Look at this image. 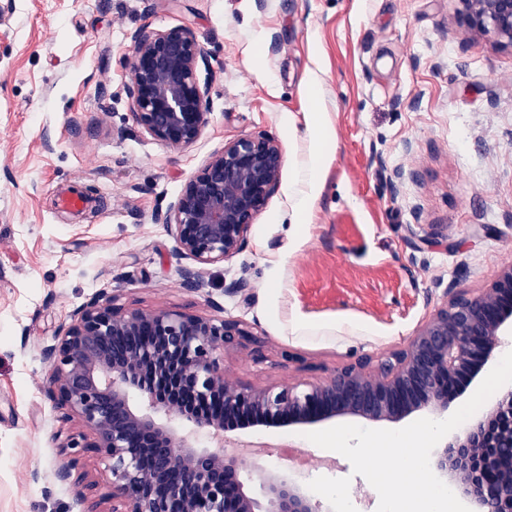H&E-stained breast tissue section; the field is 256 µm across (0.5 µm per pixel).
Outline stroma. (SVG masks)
<instances>
[{
  "label": "stroma",
  "mask_w": 512,
  "mask_h": 512,
  "mask_svg": "<svg viewBox=\"0 0 512 512\" xmlns=\"http://www.w3.org/2000/svg\"><path fill=\"white\" fill-rule=\"evenodd\" d=\"M458 9L457 0H0V512L112 508V473L94 454L81 461L79 487L54 481L65 456L51 437L80 425L46 399L41 355L98 292L242 320L248 336L218 357L229 382L262 388L315 383L401 349L446 297L479 293L512 264V50L464 39ZM144 25L190 27L209 61L210 124L180 153L135 125L123 93L129 35ZM315 107L336 140L312 221L301 224L294 197ZM258 132L283 147L279 188L242 252L186 291L152 216L225 142ZM399 168L405 177L390 186ZM72 184L87 209L58 208ZM242 276L248 294H228ZM509 385L496 355L444 412L230 436L276 448L254 455L253 494L260 471L287 470L310 487H342L349 512H388L359 462L364 438L435 424L448 441L461 416L477 418ZM336 433L344 449L324 445Z\"/></svg>",
  "instance_id": "35a3bbf8"
}]
</instances>
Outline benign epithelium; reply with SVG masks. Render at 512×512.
<instances>
[{
  "instance_id": "obj_1",
  "label": "benign epithelium",
  "mask_w": 512,
  "mask_h": 512,
  "mask_svg": "<svg viewBox=\"0 0 512 512\" xmlns=\"http://www.w3.org/2000/svg\"><path fill=\"white\" fill-rule=\"evenodd\" d=\"M462 33L492 36L512 48V0H458ZM205 52L188 26L147 25L130 36L123 91L135 125L172 151L194 145L210 123V85L200 77ZM283 167L277 139L243 135L224 143L184 184L170 207L153 215L189 258L177 272L184 289L204 287L206 267L237 256L275 193ZM512 334V265L490 288L439 305L400 350L372 364L358 358L305 386L236 387L217 352L249 335L243 321L116 304L106 292L77 307L42 349L45 397L84 432L52 440L69 452L55 472L74 484L82 456L112 471V512H335L288 471L265 472L263 498L243 476L252 459L233 448L197 446L204 430L221 437L243 426L315 425L339 416L398 421L420 410H448L449 384L475 377L478 365ZM138 393L142 403L133 402ZM434 471L468 512H512V388L437 454Z\"/></svg>"
}]
</instances>
